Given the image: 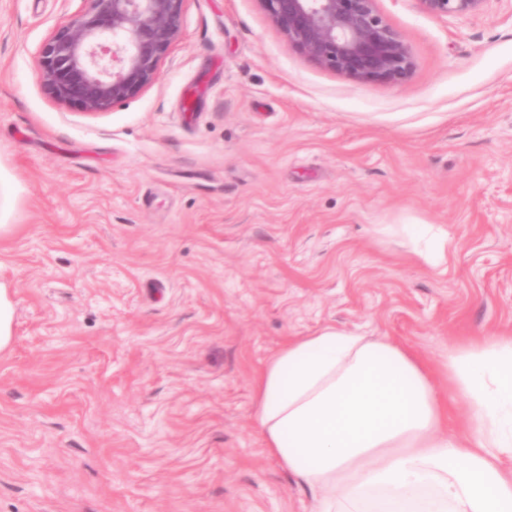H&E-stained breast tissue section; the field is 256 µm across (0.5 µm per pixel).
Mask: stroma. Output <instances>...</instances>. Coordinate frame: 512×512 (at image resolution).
<instances>
[{
	"label": "stroma",
	"instance_id": "stroma-1",
	"mask_svg": "<svg viewBox=\"0 0 512 512\" xmlns=\"http://www.w3.org/2000/svg\"><path fill=\"white\" fill-rule=\"evenodd\" d=\"M410 75L363 83L259 0H186L155 81L89 115L37 48L82 0H0V512H315L253 387L335 326L440 366L512 333V0H376ZM380 224H437L431 265ZM422 10L435 18L462 17L481 10L485 0H418ZM14 307L7 286L0 284V350L12 340Z\"/></svg>",
	"mask_w": 512,
	"mask_h": 512
}]
</instances>
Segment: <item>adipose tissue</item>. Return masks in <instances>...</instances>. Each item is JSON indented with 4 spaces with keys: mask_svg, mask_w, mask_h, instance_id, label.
I'll return each instance as SVG.
<instances>
[{
    "mask_svg": "<svg viewBox=\"0 0 512 512\" xmlns=\"http://www.w3.org/2000/svg\"><path fill=\"white\" fill-rule=\"evenodd\" d=\"M444 373L443 394L409 349L332 326L289 340L255 380L266 451L318 512H512V335L459 342Z\"/></svg>",
    "mask_w": 512,
    "mask_h": 512,
    "instance_id": "1",
    "label": "adipose tissue"
}]
</instances>
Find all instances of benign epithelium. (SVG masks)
I'll return each instance as SVG.
<instances>
[{"mask_svg":"<svg viewBox=\"0 0 512 512\" xmlns=\"http://www.w3.org/2000/svg\"><path fill=\"white\" fill-rule=\"evenodd\" d=\"M79 14L40 44L39 76L60 104L105 113L151 85L180 38L185 0H85ZM288 44L324 68L360 82H402L413 59L375 0H259ZM435 18L462 17L484 0H419Z\"/></svg>","mask_w":512,"mask_h":512,"instance_id":"7a95c632","label":"benign epithelium"}]
</instances>
